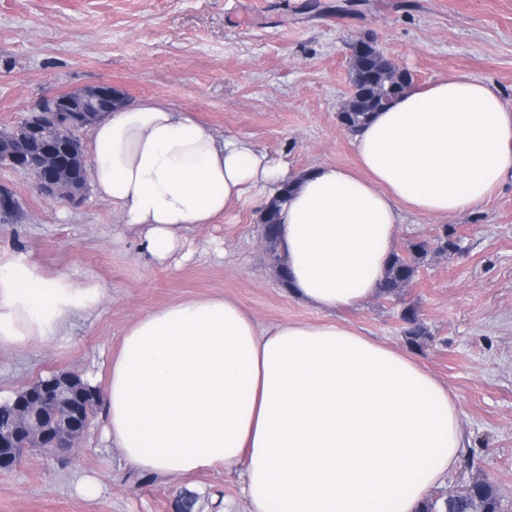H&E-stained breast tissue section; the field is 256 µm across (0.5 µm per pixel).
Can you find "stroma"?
<instances>
[{
  "instance_id": "obj_1",
  "label": "stroma",
  "mask_w": 512,
  "mask_h": 512,
  "mask_svg": "<svg viewBox=\"0 0 512 512\" xmlns=\"http://www.w3.org/2000/svg\"><path fill=\"white\" fill-rule=\"evenodd\" d=\"M373 34L415 87L453 75L495 83L512 106V0H0V131L48 91L107 82L126 101L160 98L211 131L248 137L294 170L357 169L353 136L337 121L351 91L350 46ZM19 203L0 220V254L24 252L50 276L105 289L71 317L65 339L0 353V398L59 371L106 376L124 330L145 312L212 295L234 298L262 324L321 322L329 313L292 297L261 240L262 202L246 201L190 234L189 256L153 264L122 233L111 204L88 191L70 203L39 195L31 176L0 166ZM453 227L459 251L432 254L399 294L376 295L338 320L411 351L454 396L466 434L439 498L483 476L512 512V181L473 213L407 215L397 253ZM419 313L429 340L409 346L401 319ZM95 415L79 448H35L0 472V512H173L197 496L245 512L239 469L159 479L126 467ZM105 478L83 496L84 477Z\"/></svg>"
}]
</instances>
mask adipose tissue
Masks as SVG:
<instances>
[{
  "instance_id": "1",
  "label": "adipose tissue",
  "mask_w": 512,
  "mask_h": 512,
  "mask_svg": "<svg viewBox=\"0 0 512 512\" xmlns=\"http://www.w3.org/2000/svg\"><path fill=\"white\" fill-rule=\"evenodd\" d=\"M354 147L364 176L294 172L149 98L94 124L91 178L160 266L196 226L291 184L277 239L290 293L355 309L377 293L406 214L473 212L512 180V108L496 84L451 76L375 113ZM103 297L27 255L0 257V351L56 341ZM102 416L133 470L241 468L249 512H420L465 446L453 397L409 353L336 321L263 327L222 295L162 306L124 331Z\"/></svg>"
}]
</instances>
